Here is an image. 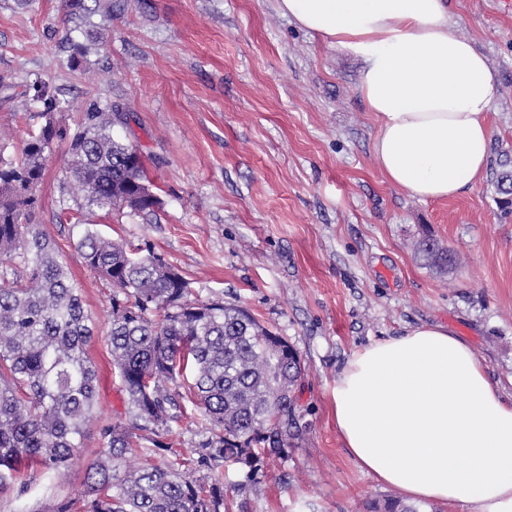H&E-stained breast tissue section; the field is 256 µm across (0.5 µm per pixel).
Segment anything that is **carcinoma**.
<instances>
[{"label": "carcinoma", "instance_id": "carcinoma-1", "mask_svg": "<svg viewBox=\"0 0 512 512\" xmlns=\"http://www.w3.org/2000/svg\"><path fill=\"white\" fill-rule=\"evenodd\" d=\"M64 6L81 21L62 36L69 65L78 67L94 24L85 0ZM19 98L33 105L26 119H42L20 152L0 150V493L21 498L36 477L63 476L97 422L96 373L87 355L92 318L53 243L34 224L51 146L67 145L60 195L77 210L147 215L160 201L139 148L113 133L128 120L111 103L93 102L72 128L58 119L67 103L49 80L36 74L19 86L0 76V100ZM496 188L511 205V167L499 172ZM76 227L75 248L112 287L107 341L128 396L127 422L99 426L100 458L87 468L84 498L54 512H226L224 484L193 473L221 460L250 482L267 457L288 454L293 390L305 373L299 352L244 308L187 300L189 282L161 257H140L87 224ZM186 398L210 432L190 470L121 469L143 431L155 436L152 452L171 450L162 436L186 416Z\"/></svg>", "mask_w": 512, "mask_h": 512}]
</instances>
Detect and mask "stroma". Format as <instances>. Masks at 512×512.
I'll return each mask as SVG.
<instances>
[{"label": "stroma", "mask_w": 512, "mask_h": 512, "mask_svg": "<svg viewBox=\"0 0 512 512\" xmlns=\"http://www.w3.org/2000/svg\"><path fill=\"white\" fill-rule=\"evenodd\" d=\"M103 23L86 63L68 64L62 0L18 9L0 0V74L50 78L76 124L96 100L129 115V135L160 200L150 215L84 214L85 223L140 255L164 258L193 301L247 309L298 350L305 375L294 391L302 434L287 456L267 460L257 480L218 465L200 478L224 483L229 512H366L395 498L346 453L331 388L357 349L421 324L467 340L493 384L512 391V212L496 190L512 160V11L501 0H451L454 32L472 42L497 76L486 177L456 198L421 201L390 185L372 153L374 118L355 93L359 63L281 15L276 0H86ZM65 145L49 157L37 221L100 328L111 318L109 284L73 244L59 181ZM456 261L426 266L421 240ZM97 375L100 423L126 419L104 336L87 348ZM207 435L197 418L174 423L169 452L151 436L126 464L182 470ZM96 430L60 478L31 497L0 494V512H49L84 492L97 460Z\"/></svg>", "instance_id": "1"}]
</instances>
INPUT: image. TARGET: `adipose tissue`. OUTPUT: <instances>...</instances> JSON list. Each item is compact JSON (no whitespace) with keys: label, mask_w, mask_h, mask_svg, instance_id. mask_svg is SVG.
<instances>
[{"label":"adipose tissue","mask_w":512,"mask_h":512,"mask_svg":"<svg viewBox=\"0 0 512 512\" xmlns=\"http://www.w3.org/2000/svg\"><path fill=\"white\" fill-rule=\"evenodd\" d=\"M278 10L361 65L355 92L378 130L390 184L448 200L489 163L496 79L456 36L449 0H276ZM348 455L405 503L512 512V394L448 326L421 325L353 353L332 388Z\"/></svg>","instance_id":"1"}]
</instances>
